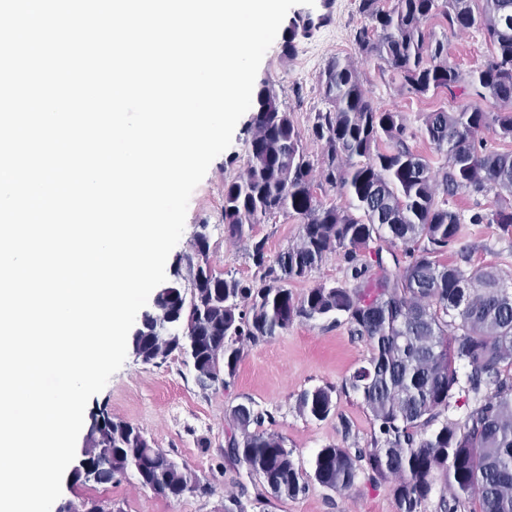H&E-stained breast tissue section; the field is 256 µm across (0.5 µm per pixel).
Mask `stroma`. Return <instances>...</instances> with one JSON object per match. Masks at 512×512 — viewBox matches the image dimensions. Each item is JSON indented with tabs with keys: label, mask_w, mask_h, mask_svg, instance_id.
Wrapping results in <instances>:
<instances>
[{
	"label": "stroma",
	"mask_w": 512,
	"mask_h": 512,
	"mask_svg": "<svg viewBox=\"0 0 512 512\" xmlns=\"http://www.w3.org/2000/svg\"><path fill=\"white\" fill-rule=\"evenodd\" d=\"M290 16L310 15L319 27L307 38H297L296 50L282 53V39H275L259 67L257 81L274 85L284 108L291 113L303 133V145L311 158H319L321 148L308 135L315 112L324 109L318 79L330 58L357 59L353 35L362 17L358 0H334L331 12L321 4L297 5ZM435 36L448 44V61L467 73L484 64L490 46L480 32L453 31L442 18L430 20ZM369 96L379 107L400 112L415 136L410 146L421 154L433 170H440L444 157L419 134L426 112L455 108L456 102L439 93L419 98L400 93L399 79L391 72H379L359 61ZM246 120H239L231 146L216 157L191 195L183 234L168 257V264L189 252L198 229H205L209 241V263L227 275L249 278L255 272L249 242H232L224 236L222 212L224 183L235 177L248 148ZM300 231L297 219L277 216L256 225L254 239L264 241L268 257H276L296 242ZM446 258L472 270L496 269L512 282V237L494 224H465L458 242ZM371 353L366 339L351 334L347 323L326 319L298 320L272 339L247 346L236 375L229 386L201 389L194 380L192 366L180 354L165 362L145 364L127 355L123 366L105 388L91 397L86 410L107 411L114 417L138 426L157 448L196 478L197 492L175 499L141 487L134 473L120 480L63 482L62 499L81 503L91 500L111 502L114 512H224L237 506L239 512H398L390 482L360 478L349 490H330L313 477L315 455L320 448L369 447L373 423L360 398L341 395L324 420L301 415L297 400L303 391L342 384L364 365ZM253 402L266 414L265 430L283 437L307 486L293 498L276 499L262 495L257 480L226 454L232 430V408Z\"/></svg>",
	"instance_id": "obj_1"
}]
</instances>
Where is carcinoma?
<instances>
[{
    "label": "carcinoma",
    "instance_id": "cac0c4a2",
    "mask_svg": "<svg viewBox=\"0 0 512 512\" xmlns=\"http://www.w3.org/2000/svg\"><path fill=\"white\" fill-rule=\"evenodd\" d=\"M365 24L355 43L367 62L390 71L400 89L426 96L442 92L469 103L454 111L428 113L422 137L445 156L436 177L422 155L406 144L398 112L374 105L354 66L339 57L319 77L326 109L315 113L311 135L321 142V180L299 129L264 81L253 89L244 173L224 183V233L252 237L255 225L278 215L300 221L297 243L270 260L265 242L252 244L259 279L226 277L210 266L206 234L177 262L184 285H174L144 315L130 340L145 364H158L188 347L197 385L228 386L244 346L271 338L296 320L334 322L367 339L371 354L341 388L303 392L298 411L325 419L337 393L358 395L373 420L368 448L320 449L314 478L331 489L354 487L363 461L372 481L394 479L398 512H421L443 483L440 512H512V286L491 268L465 270L441 260L463 224H496L512 236V152L487 146L485 133L512 141V0H359ZM441 17L451 30L477 29L492 47L485 64L467 74L448 63V47L428 22ZM314 21L290 22L283 54L308 34ZM491 99L495 111L481 102ZM330 187L348 204H326ZM493 192L494 209L464 216L450 206L460 194ZM378 246H372V243ZM401 246L404 259L385 262L383 247ZM333 252L342 254L354 285L319 284L295 298L283 286L302 279ZM166 314L176 335L168 350L156 342V316ZM464 416H448L457 395ZM225 454L259 479L274 498L306 489L284 440L262 429L265 413L251 402L231 411ZM91 464L100 483L132 470L139 483L166 497L198 489L196 479L139 427L105 411Z\"/></svg>",
    "mask_w": 512,
    "mask_h": 512
}]
</instances>
